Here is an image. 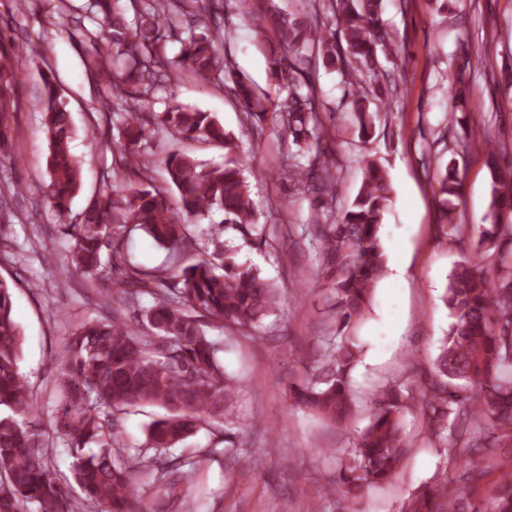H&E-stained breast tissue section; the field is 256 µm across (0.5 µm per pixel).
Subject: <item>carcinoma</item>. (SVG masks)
Here are the masks:
<instances>
[{
	"instance_id": "cac0c4a2",
	"label": "carcinoma",
	"mask_w": 512,
	"mask_h": 512,
	"mask_svg": "<svg viewBox=\"0 0 512 512\" xmlns=\"http://www.w3.org/2000/svg\"><path fill=\"white\" fill-rule=\"evenodd\" d=\"M119 0H93L89 9L101 15L107 37L90 39L83 58L87 71L99 81V96L123 115L118 138L104 143L119 154V174L105 181L80 221L61 224L71 240L70 265L79 275L97 281L109 274L102 263L107 252L123 253L121 230L134 225L168 251L169 266L145 268L130 262L112 289L118 305L112 320L78 324L65 342V369L60 379L61 413L55 427L70 440L74 451L71 476L82 497L69 494L53 475L39 435L24 429L19 418L38 411L19 363L23 334L12 317L10 284L0 278V512H23L35 501L42 512H140L136 486L152 477L149 489L163 497L179 496L178 458L169 449L183 442L211 418L224 419L225 472L235 467L257 468L260 458L237 446L228 402L241 381L219 363V348L204 326L218 325L256 340L262 321L279 307L277 289L260 270L244 267L217 238L200 246L188 226L222 215L224 228L242 237L259 239L265 227L254 215L249 185L237 160L239 138L211 112L169 100L164 111L143 120L144 107L158 92L172 94L174 79L186 70L217 86L240 103L243 121L257 132L265 121L291 137L284 174L305 190L322 196L336 192V179L322 151L325 128L317 112V93L301 78L305 53L322 55L324 64L339 66L351 78L375 79L388 56L392 38L383 25V0H328L333 32L327 34L311 13H287L275 0H247L253 23L273 37L269 49L270 80L282 98L275 100L254 87L224 52V12L220 0H131L135 19L127 21ZM181 43L179 56L161 54L167 39ZM0 160L13 158L19 137L14 125L18 112L15 86L21 68L0 51ZM37 103L43 115L49 155L48 181L43 193L60 216L81 187V164L71 153L74 130L55 78L41 74ZM354 114L360 136L368 139L380 119L364 97H355ZM178 141L224 148L222 165L205 163L173 151L160 159L168 174L156 184L155 161L142 147L156 132ZM500 147L488 140L485 154L491 170L490 221L482 225L477 251L497 249L503 237L512 239V172L497 167ZM443 235L452 240L466 232L455 223L451 198L459 196L458 172L448 163L436 180ZM392 204L387 169L368 163L350 207L331 224L321 226L319 271L326 284L328 309L336 329L316 337L312 365L306 377L292 386L299 407L336 426H344L356 409L350 375L359 360L356 330L362 323L378 281L388 270L381 226ZM172 283L162 290L159 284ZM149 295L153 305L142 324L122 320L127 306ZM443 301L453 322L440 346L430 383L413 392L392 383L378 389L368 424L350 447L337 455L336 477L323 489L336 497L344 512L372 488L391 481L402 467L408 442L404 423L410 407L417 408L431 438L449 452V462L470 480L485 469L482 452L499 447V437L481 438L466 452L448 448V428L459 419L474 424L489 420L512 433V277L495 279L461 264L448 277ZM156 405L166 414L147 430V450L124 458L119 443L117 414L143 405ZM99 446L85 454L86 445ZM401 512H512V475L499 481L487 498L463 496L449 487L448 470L435 486H419Z\"/></svg>"
}]
</instances>
